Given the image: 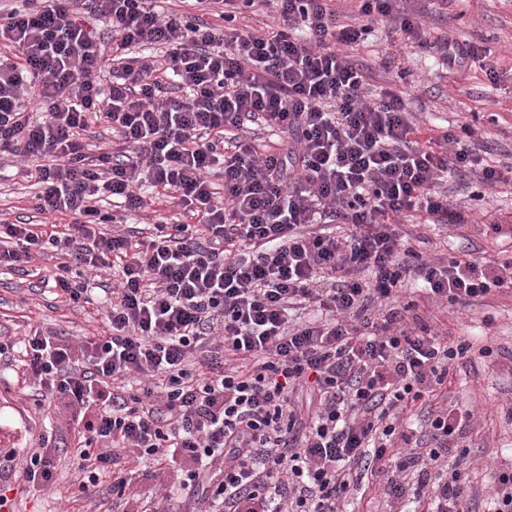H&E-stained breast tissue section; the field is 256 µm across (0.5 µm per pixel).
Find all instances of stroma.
Listing matches in <instances>:
<instances>
[{"instance_id": "stroma-1", "label": "stroma", "mask_w": 512, "mask_h": 512, "mask_svg": "<svg viewBox=\"0 0 512 512\" xmlns=\"http://www.w3.org/2000/svg\"><path fill=\"white\" fill-rule=\"evenodd\" d=\"M410 9L424 16L432 37L483 42L498 61L497 79L480 70L448 73L433 58L415 49L398 53L390 69L381 58L388 41L384 27H376L357 60L370 71L369 89L386 86L403 96L415 122L426 130L471 125V147L489 163L512 164V0H410ZM38 188L33 180L4 173L0 176V220L39 224L44 214L34 208ZM448 200L472 212V223L462 226L410 224L406 231L420 242L424 254L449 259L467 252L489 260L512 257V239L495 236L488 219L512 225V181L482 188L468 178L447 182ZM53 223L70 218L59 214ZM53 267L49 254H33L28 274L0 275V339L19 342L34 329L75 340L102 329L105 294L94 290L78 304L58 298L46 278ZM419 315L428 325L447 332L457 343L474 346L466 356L448 363V382L441 392L448 403L468 405L475 426L468 438L469 455L463 478L470 489V512H490L494 472L512 458V425L503 408L512 406V294L491 292L468 307L438 308L415 294ZM489 355H480L482 347ZM38 392L25 376L20 361L0 364V451L34 448L39 434L49 435L56 461V484L44 492L13 491L15 512H87L88 502L74 500L79 476L76 447L80 429L65 413L38 406Z\"/></svg>"}]
</instances>
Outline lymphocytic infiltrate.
<instances>
[{
	"label": "lymphocytic infiltrate",
	"mask_w": 512,
	"mask_h": 512,
	"mask_svg": "<svg viewBox=\"0 0 512 512\" xmlns=\"http://www.w3.org/2000/svg\"><path fill=\"white\" fill-rule=\"evenodd\" d=\"M195 2L165 16L154 0L0 7V158L26 161L36 210L71 218L1 222L0 267L21 273L54 250L51 279L73 302L88 291L74 273L118 272L103 332L23 342L28 375L83 429L79 497L108 476L112 512H175L132 492L134 464L195 512H347L363 468L388 507L469 512L448 467L473 414L438 393L471 346H449L400 290L416 280L466 306L512 291V258L426 260L402 226L468 223L441 184L503 173L464 136L419 127L393 90L367 98L353 52L382 24L393 47L446 70L492 79L496 60L429 39L397 0ZM270 3L277 23L235 27ZM256 125L275 140L253 144ZM158 202L185 221L157 210L142 240L117 227ZM426 403L424 434L402 427ZM54 468L46 448L1 454L0 483L47 489Z\"/></svg>",
	"instance_id": "f902f5d3"
}]
</instances>
